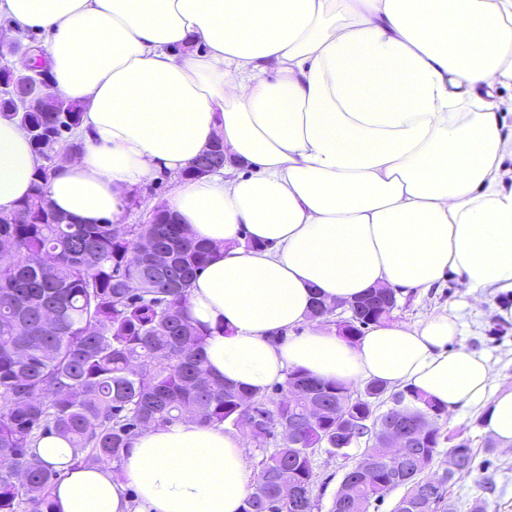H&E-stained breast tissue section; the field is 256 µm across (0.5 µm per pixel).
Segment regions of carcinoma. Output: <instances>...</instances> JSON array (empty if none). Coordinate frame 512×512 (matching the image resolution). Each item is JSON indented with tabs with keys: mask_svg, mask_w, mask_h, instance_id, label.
Listing matches in <instances>:
<instances>
[{
	"mask_svg": "<svg viewBox=\"0 0 512 512\" xmlns=\"http://www.w3.org/2000/svg\"><path fill=\"white\" fill-rule=\"evenodd\" d=\"M83 115L65 98L33 104L0 89V116L26 129L42 160L31 193L0 214V512H54L53 491L68 472L33 453L37 439H64L73 467L111 461L118 468L134 436L181 420L234 427L261 451L243 512H314L315 456L347 458L360 440L353 432L336 436V419L356 410L374 415L366 426L387 422L391 412L374 411L387 387L370 381L354 395L343 383L291 368L278 385L285 397L275 401L215 378L204 356L208 330L188 310L192 282L212 247L171 212L157 224H77L52 207L49 179L81 150ZM205 163L211 172L224 166L221 146L200 154L181 177H198ZM388 292L374 288L360 299L353 328L391 320ZM299 383L321 408L318 422L301 430L300 447L285 438L272 444L288 416L306 419L304 405L290 400ZM390 399L409 404L412 417L447 413L408 388ZM445 440L437 425L425 447L387 462L370 433L371 483L350 468V493L335 501L334 512H369L398 486L407 487L404 512H434L429 496L445 498L450 481L474 470V452L461 443L448 449L456 463L436 488L419 487Z\"/></svg>",
	"mask_w": 512,
	"mask_h": 512,
	"instance_id": "obj_1",
	"label": "carcinoma"
}]
</instances>
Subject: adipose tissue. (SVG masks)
<instances>
[{
    "instance_id": "1",
    "label": "adipose tissue",
    "mask_w": 512,
    "mask_h": 512,
    "mask_svg": "<svg viewBox=\"0 0 512 512\" xmlns=\"http://www.w3.org/2000/svg\"><path fill=\"white\" fill-rule=\"evenodd\" d=\"M0 16L48 34L53 92L85 107L82 149L48 183L55 209L118 224L148 179L178 175L169 208L213 248L189 312L216 377L408 387L483 408L512 447V388L489 393L457 316L354 343L309 318L317 295L425 293L452 275L477 305L512 293V0H0ZM217 137L223 169L182 178ZM39 164L0 118L1 213ZM33 451L69 471L55 512H243L249 493L240 435L220 426L145 430L117 471L70 469L55 436Z\"/></svg>"
}]
</instances>
